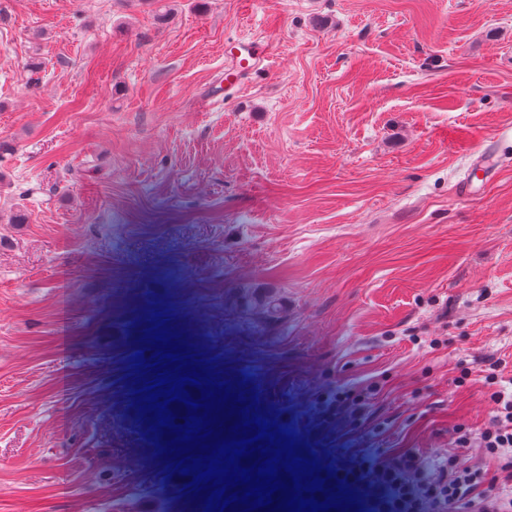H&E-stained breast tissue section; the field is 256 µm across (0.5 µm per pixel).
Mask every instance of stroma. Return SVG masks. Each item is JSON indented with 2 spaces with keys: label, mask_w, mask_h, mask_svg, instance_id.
Listing matches in <instances>:
<instances>
[{
  "label": "stroma",
  "mask_w": 512,
  "mask_h": 512,
  "mask_svg": "<svg viewBox=\"0 0 512 512\" xmlns=\"http://www.w3.org/2000/svg\"><path fill=\"white\" fill-rule=\"evenodd\" d=\"M160 310L363 512L375 448L499 475L512 0H0V512H180L127 383ZM264 55L265 48L254 46L244 55L240 54L236 56L234 67L225 73L224 80L232 84L240 77L242 73L248 72L259 66ZM494 396L496 407L493 410V418L498 424L494 433L482 434L484 448L492 455H497L500 448L512 447V393L510 398L504 393L497 392Z\"/></svg>",
  "instance_id": "1"
}]
</instances>
